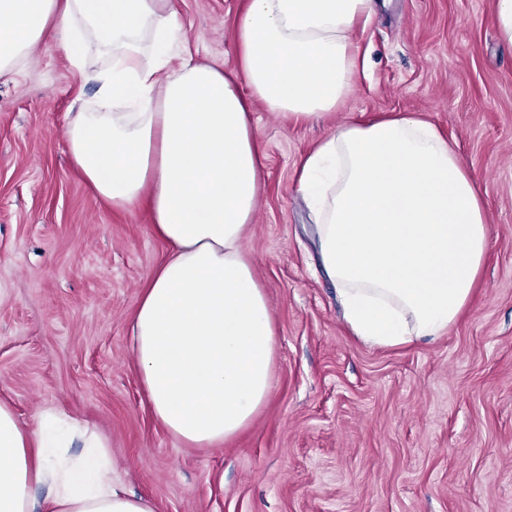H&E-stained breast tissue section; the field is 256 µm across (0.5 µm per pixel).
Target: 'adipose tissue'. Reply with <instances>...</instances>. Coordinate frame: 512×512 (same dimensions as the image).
I'll return each instance as SVG.
<instances>
[{
    "instance_id": "adipose-tissue-1",
    "label": "adipose tissue",
    "mask_w": 512,
    "mask_h": 512,
    "mask_svg": "<svg viewBox=\"0 0 512 512\" xmlns=\"http://www.w3.org/2000/svg\"><path fill=\"white\" fill-rule=\"evenodd\" d=\"M376 0H242L237 65L174 49L171 0H0V78L57 39L99 84L71 113L67 150L96 197L145 206L166 254L132 316V350L155 420L190 448L248 427L273 390L276 330L243 248L263 185L254 102L296 121L336 112L359 68L354 29ZM94 45L105 67L87 70ZM320 260L354 336L393 347L456 322L488 248L485 204L455 141L396 112L337 124L302 161ZM81 453H73L74 445ZM47 490L36 504L32 490ZM0 512H156L124 490L111 445L63 411L22 424L0 402Z\"/></svg>"
}]
</instances>
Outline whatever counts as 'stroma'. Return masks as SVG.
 <instances>
[{
  "mask_svg": "<svg viewBox=\"0 0 512 512\" xmlns=\"http://www.w3.org/2000/svg\"><path fill=\"white\" fill-rule=\"evenodd\" d=\"M194 59L236 66L238 0H176ZM496 0H387L355 43L367 68L334 115L254 103L263 186L243 245L271 302L273 392L219 448L157 424L130 349L163 258L145 210L117 212L72 169L68 116L95 107L60 41L0 79V400L52 406L111 444L157 512H512V45ZM413 112L459 144L487 205L479 283L448 331L408 347L351 336L319 267L302 158L337 120Z\"/></svg>",
  "mask_w": 512,
  "mask_h": 512,
  "instance_id": "stroma-1",
  "label": "stroma"
}]
</instances>
